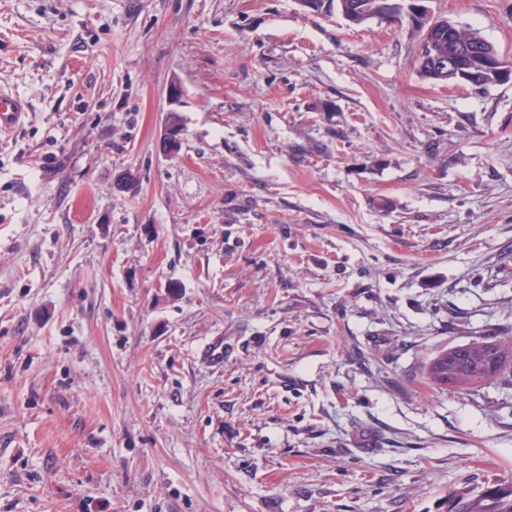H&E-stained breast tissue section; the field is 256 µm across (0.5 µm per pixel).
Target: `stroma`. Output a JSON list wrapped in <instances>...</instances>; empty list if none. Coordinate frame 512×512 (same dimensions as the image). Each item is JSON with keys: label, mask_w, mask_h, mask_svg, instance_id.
I'll return each mask as SVG.
<instances>
[{"label": "stroma", "mask_w": 512, "mask_h": 512, "mask_svg": "<svg viewBox=\"0 0 512 512\" xmlns=\"http://www.w3.org/2000/svg\"><path fill=\"white\" fill-rule=\"evenodd\" d=\"M427 5L512 59V0ZM420 47L295 0H0V512L512 493V386L424 369L512 336V81ZM29 105L27 100L0 87V134L17 128L24 120Z\"/></svg>", "instance_id": "1"}]
</instances>
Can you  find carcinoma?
<instances>
[{"mask_svg":"<svg viewBox=\"0 0 512 512\" xmlns=\"http://www.w3.org/2000/svg\"><path fill=\"white\" fill-rule=\"evenodd\" d=\"M383 0H332L333 11L340 14L354 26H360L377 19L389 24L401 23L400 16H388L383 11ZM477 46L482 55H497V66L486 68L479 62V56L464 62L457 84L482 87L498 84L499 71H512V61L497 54L475 29H466L449 19H441L431 36L423 39L417 70L421 76L436 83H446L448 78L436 72L434 61L448 58V49L457 46ZM427 380L441 391L454 392L481 383L488 379H506L512 376V339H492L457 345L439 351L425 365ZM461 512H512V499L498 498L481 509L463 505Z\"/></svg>","mask_w":512,"mask_h":512,"instance_id":"1","label":"carcinoma"}]
</instances>
